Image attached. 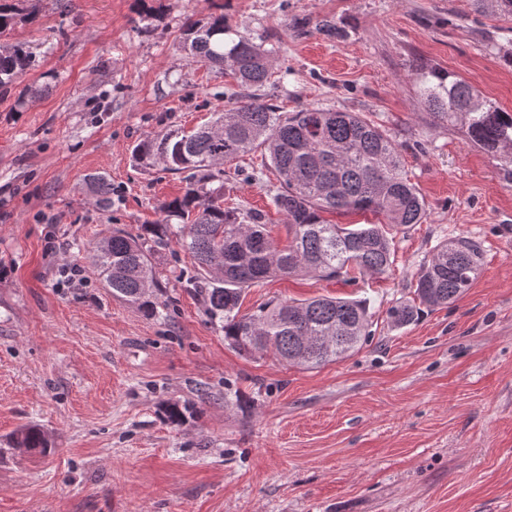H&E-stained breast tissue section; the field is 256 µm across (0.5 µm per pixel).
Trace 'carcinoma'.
<instances>
[{
  "label": "carcinoma",
  "mask_w": 512,
  "mask_h": 512,
  "mask_svg": "<svg viewBox=\"0 0 512 512\" xmlns=\"http://www.w3.org/2000/svg\"><path fill=\"white\" fill-rule=\"evenodd\" d=\"M476 11L512 18V0H473ZM19 8L0 0V34L14 23ZM231 29L224 14L190 21L180 44L188 58L231 76L238 100L214 113L212 123L191 131L169 130L133 146L134 163L183 175L182 195L158 206L159 218L133 234L116 229L106 247L93 244L92 261L112 296L158 314L149 300L155 278L151 252L172 240L187 251L197 272L190 279L210 322L224 340L252 355L272 352L290 365L314 369L342 359L372 335V313L365 299L321 296L302 302L270 300L240 313L246 289L279 276L310 275L357 283L384 273L395 260L394 236L386 230L423 223L426 203L408 179L394 140L357 112L308 106L282 113L259 94L271 79L269 56L247 39L226 43ZM33 56L18 44L0 52V89L14 85ZM420 98L430 115L465 129L468 141L499 162L512 182V112L484 100L453 73L421 75ZM261 149L279 187L271 204L284 217L288 244L272 235L268 214L239 203L224 204V165ZM98 203L110 204L112 184L91 178ZM326 213H372L385 223L331 224ZM484 259L481 244L460 236L437 244L415 276L414 297L387 309L395 329L418 321L460 299L477 278ZM15 447L47 451L43 431L22 428Z\"/></svg>",
  "instance_id": "1"
}]
</instances>
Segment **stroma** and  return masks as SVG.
<instances>
[{
  "mask_svg": "<svg viewBox=\"0 0 512 512\" xmlns=\"http://www.w3.org/2000/svg\"><path fill=\"white\" fill-rule=\"evenodd\" d=\"M9 44L35 63L0 91V512H512V183L461 128L432 121L420 70L452 72L512 112V22L471 0H38ZM223 14L234 37L275 45L280 111L357 112L398 144L426 202L368 282L282 276L270 299H367L371 339L316 369L249 356L210 325L191 257L154 251L159 313L112 297L88 245L133 232L178 196L179 176L130 161L136 142L193 129L237 87L179 48L187 20ZM331 18L344 31L315 27ZM306 20L295 34L293 20ZM260 151L224 168V197L268 211ZM112 183L101 208L88 177ZM481 242L454 304L391 328L443 240ZM80 281L61 286L63 269ZM191 410L169 423L168 404ZM40 427L46 453L13 448Z\"/></svg>",
  "mask_w": 512,
  "mask_h": 512,
  "instance_id": "stroma-1",
  "label": "stroma"
}]
</instances>
